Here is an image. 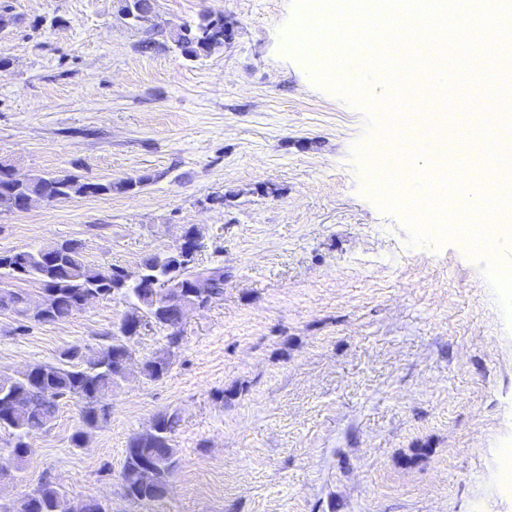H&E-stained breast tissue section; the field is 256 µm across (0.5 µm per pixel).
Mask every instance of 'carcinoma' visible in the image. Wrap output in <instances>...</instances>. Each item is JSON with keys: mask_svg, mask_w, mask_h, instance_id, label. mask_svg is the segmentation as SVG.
<instances>
[{"mask_svg": "<svg viewBox=\"0 0 512 512\" xmlns=\"http://www.w3.org/2000/svg\"><path fill=\"white\" fill-rule=\"evenodd\" d=\"M151 3L148 0H128L125 10L132 20H145ZM234 24L222 12H203L196 20L179 26L172 35L175 46L188 60L209 57L224 48L232 39ZM145 178H128L118 183L91 181L69 173H41L21 175L11 167L0 166V208L12 209L13 198L29 195L47 203L66 201L74 196L103 195L114 190L135 193ZM183 238L187 243L172 251L154 253L140 263L141 279L128 281L125 269L112 267L97 271L91 269L83 256L82 244L68 240L61 244L36 250L0 252V279L25 278L38 282L45 295L44 307L27 316L35 323L59 322L69 319L82 308L83 298L91 293L103 296L119 295L128 304L120 321L125 327L141 328L151 322L167 331L168 348L182 343L180 318L155 306L154 280L169 281V288L181 286L192 293L198 304L209 305L224 296V267L197 268L193 266L198 247L195 227H189ZM25 295L0 289V312L19 306ZM125 337L110 335L109 342L86 352L78 345L59 353L56 363H38L20 375L0 376V430L9 433L11 441L0 451V464L23 453L31 456V441L55 417L58 401L76 400L82 427L71 437L76 448L84 447L88 431L106 423L110 409L104 398L112 389L127 379L129 370L117 378L112 366L124 356ZM169 371V360L158 356L142 364L140 373L152 381L163 378ZM180 421L175 410L157 418L155 430L144 437L132 436L128 442L125 460L119 474L122 496L134 503L159 502L154 491L138 486L141 463H152L157 487L170 492V478L176 467L177 449L172 437ZM12 512H109L95 499L77 500L62 490L56 482L44 478L30 493L24 495Z\"/></svg>", "mask_w": 512, "mask_h": 512, "instance_id": "1", "label": "carcinoma"}]
</instances>
